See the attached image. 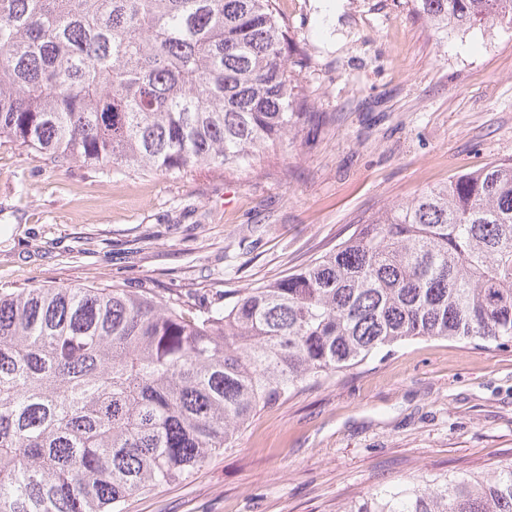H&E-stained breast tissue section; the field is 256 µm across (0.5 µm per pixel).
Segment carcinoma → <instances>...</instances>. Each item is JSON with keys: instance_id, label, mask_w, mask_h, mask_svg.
Segmentation results:
<instances>
[{"instance_id": "carcinoma-1", "label": "carcinoma", "mask_w": 512, "mask_h": 512, "mask_svg": "<svg viewBox=\"0 0 512 512\" xmlns=\"http://www.w3.org/2000/svg\"><path fill=\"white\" fill-rule=\"evenodd\" d=\"M412 2L438 31L512 25V0ZM290 48L272 0H0V138L57 166L249 165L316 118ZM418 337L512 345V159L386 208L222 307L0 289V512H119L301 384ZM337 512H512V459Z\"/></svg>"}]
</instances>
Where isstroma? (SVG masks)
Returning a JSON list of instances; mask_svg holds the SVG:
<instances>
[{
	"label": "stroma",
	"instance_id": "35a3bbf8",
	"mask_svg": "<svg viewBox=\"0 0 512 512\" xmlns=\"http://www.w3.org/2000/svg\"><path fill=\"white\" fill-rule=\"evenodd\" d=\"M322 124L255 166L57 167L0 143V288H152L223 305L386 207L512 159V26L443 34L410 0H275ZM512 459V346L422 338L258 412L124 512H336L378 486Z\"/></svg>",
	"mask_w": 512,
	"mask_h": 512
}]
</instances>
